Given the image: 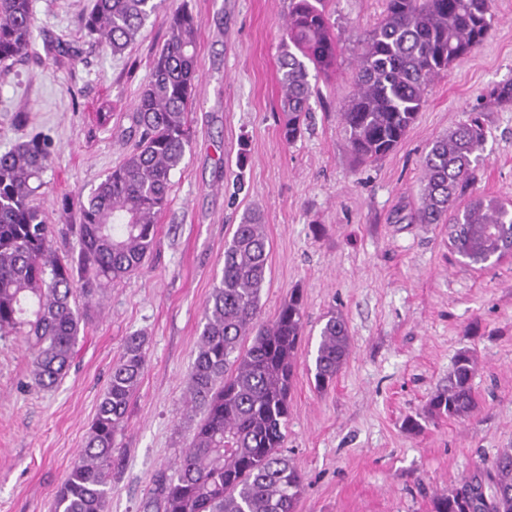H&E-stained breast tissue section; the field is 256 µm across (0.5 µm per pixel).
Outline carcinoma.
I'll list each match as a JSON object with an SVG mask.
<instances>
[{"label":"carcinoma","mask_w":512,"mask_h":512,"mask_svg":"<svg viewBox=\"0 0 512 512\" xmlns=\"http://www.w3.org/2000/svg\"><path fill=\"white\" fill-rule=\"evenodd\" d=\"M381 23L363 39L355 88L342 110L348 147L360 163L379 160L403 140L436 78L489 36L493 0H385ZM163 0H95L81 21L122 54ZM200 21L188 4L170 11L166 40L132 113L133 150L77 202L60 200L61 215L77 207L78 223L49 224L37 203L46 185L51 141L36 133L0 153V339L21 338L32 350V376L50 388L69 367L92 299L136 274L156 247L157 224L169 203L171 176L190 143L188 112L197 80ZM326 0H293L278 58L283 89L281 135L301 136L313 88L309 68L327 74L336 66V40ZM30 0H0V69L31 49ZM489 102L512 105V82L488 92ZM485 140L480 114L435 140L423 161L417 220L463 224L460 252L472 264L503 257L512 241V207L494 198L460 200L475 179ZM74 239L75 256L57 255L56 237ZM270 246L253 212L224 243V267L203 313V326L187 378V403L201 417L189 448L158 476L152 512H295L303 478L280 452L288 416L297 351L304 335L302 298L293 294L276 317L261 320L260 295L269 272ZM351 336L344 316L332 311L320 331L314 383L326 390L346 364ZM146 363V338H127L112 367L85 440L58 492L53 512H105L112 494L110 468L116 436ZM475 356L461 351L448 385L426 407L431 417L469 416L476 407ZM431 512H512V448H503L493 470L475 473L437 493Z\"/></svg>","instance_id":"carcinoma-1"}]
</instances>
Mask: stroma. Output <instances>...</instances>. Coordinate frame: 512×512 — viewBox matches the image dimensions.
I'll use <instances>...</instances> for the list:
<instances>
[{
  "instance_id": "stroma-1",
  "label": "stroma",
  "mask_w": 512,
  "mask_h": 512,
  "mask_svg": "<svg viewBox=\"0 0 512 512\" xmlns=\"http://www.w3.org/2000/svg\"><path fill=\"white\" fill-rule=\"evenodd\" d=\"M30 2L33 48L0 71V152L33 133L49 136L39 204L54 224L62 197L89 191L131 151V114L169 10L116 56L79 26L94 0ZM188 3L202 23L191 142L171 177L152 257L109 288L52 388L35 386L23 343L0 340V512H50L113 364L141 333L147 362L112 455L107 508L140 512L158 473L190 443L187 377L204 306L222 275L225 240L254 210L270 244L263 320L294 293L306 312L283 448L304 480L296 512H431L435 493L512 448V255L483 269L460 265L447 225L415 219L433 141L477 106L485 142L470 192L512 201V106L484 99L512 81V0H494L490 37L430 83L398 147L364 165L339 112L355 87L359 41L382 20L385 0H329L336 69L311 74V111L290 144L277 73L289 0ZM331 311L345 317L352 352L320 392L310 367ZM464 349L477 361V409L428 418L429 398ZM411 418L421 431L407 430Z\"/></svg>"
}]
</instances>
